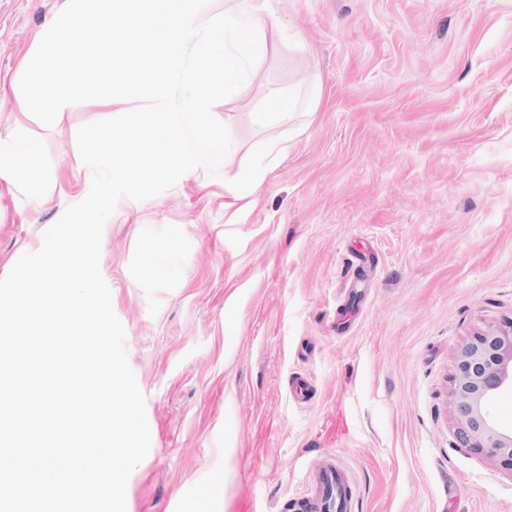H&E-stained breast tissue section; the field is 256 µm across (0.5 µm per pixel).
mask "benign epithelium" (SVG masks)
Masks as SVG:
<instances>
[{"mask_svg": "<svg viewBox=\"0 0 512 512\" xmlns=\"http://www.w3.org/2000/svg\"><path fill=\"white\" fill-rule=\"evenodd\" d=\"M512 390V319L490 323L464 343L449 377L448 403L464 448L485 450L512 465V424L493 409Z\"/></svg>", "mask_w": 512, "mask_h": 512, "instance_id": "7a95c632", "label": "benign epithelium"}]
</instances>
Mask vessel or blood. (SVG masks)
I'll return each mask as SVG.
<instances>
[{
	"label": "vessel or blood",
	"mask_w": 512,
	"mask_h": 512,
	"mask_svg": "<svg viewBox=\"0 0 512 512\" xmlns=\"http://www.w3.org/2000/svg\"><path fill=\"white\" fill-rule=\"evenodd\" d=\"M354 499L353 480L335 457L330 456L290 502L295 512H353Z\"/></svg>",
	"instance_id": "obj_1"
}]
</instances>
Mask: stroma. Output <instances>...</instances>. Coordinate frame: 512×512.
<instances>
[{
  "label": "stroma",
  "instance_id": "obj_1",
  "mask_svg": "<svg viewBox=\"0 0 512 512\" xmlns=\"http://www.w3.org/2000/svg\"><path fill=\"white\" fill-rule=\"evenodd\" d=\"M66 3L0 0L1 277L88 194L78 129L136 106L90 100L50 126L28 111L20 78ZM265 8L289 47L212 109L229 171L282 140L259 193L200 168L120 199L103 229L151 435L126 512H281L329 455L355 512H512V469L461 447L447 405L462 344L512 318V0ZM312 83L294 129L254 123Z\"/></svg>",
  "mask_w": 512,
  "mask_h": 512
}]
</instances>
